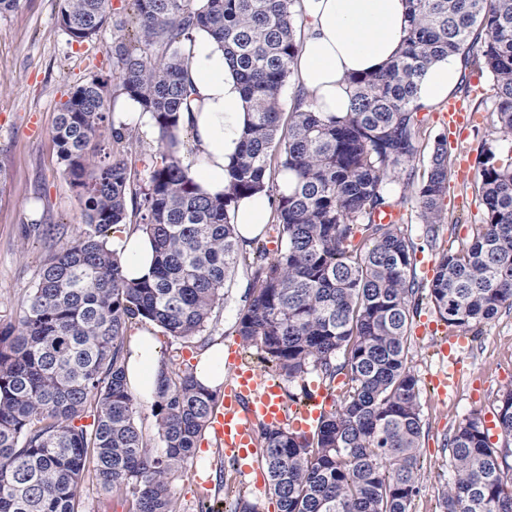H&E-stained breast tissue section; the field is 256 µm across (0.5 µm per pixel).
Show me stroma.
Wrapping results in <instances>:
<instances>
[{
  "instance_id": "stroma-1",
  "label": "stroma",
  "mask_w": 512,
  "mask_h": 512,
  "mask_svg": "<svg viewBox=\"0 0 512 512\" xmlns=\"http://www.w3.org/2000/svg\"><path fill=\"white\" fill-rule=\"evenodd\" d=\"M59 10L60 0H16L11 10L0 14V325L18 317L57 240L74 237L84 228L82 210L53 140L61 104L74 86L95 76L108 79L109 103L124 95L112 78L118 31L108 24L89 42H69L57 23ZM125 126L134 131V138L112 143L111 149L128 157L139 181H146L159 153L157 132L135 119ZM460 144L470 174H453L443 200L447 216L459 224L455 232H441L436 245L417 253L416 274L424 284L433 279L443 250L469 242L483 218L473 191L481 147L502 155L511 148L483 123L466 128ZM249 284V269L239 267L211 326L217 342H234V325ZM447 333L433 306L423 304L408 338V362L418 378L423 425L421 491L411 512H439L452 478L450 437L469 418H495L502 391L512 387V312H501L483 326L478 339L465 340L455 349L456 383L441 397L431 390L430 378L442 365L437 350ZM223 459L212 435H205L195 457L171 480L179 512H196L203 495L223 501L228 484L242 488L256 512H278L271 491L255 490L252 476L241 475L238 469H221Z\"/></svg>"
}]
</instances>
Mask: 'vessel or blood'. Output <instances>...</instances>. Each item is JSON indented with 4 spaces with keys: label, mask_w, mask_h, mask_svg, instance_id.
Masks as SVG:
<instances>
[{
    "label": "vessel or blood",
    "mask_w": 512,
    "mask_h": 512,
    "mask_svg": "<svg viewBox=\"0 0 512 512\" xmlns=\"http://www.w3.org/2000/svg\"><path fill=\"white\" fill-rule=\"evenodd\" d=\"M448 122V141L457 143L462 130L474 120L472 113L458 101H450L445 115ZM230 374L224 382V393L217 401L210 429L243 473H251V460L257 452L260 426H288L296 432H310L323 413L324 391L311 397L310 409L288 416L283 386L276 375H265L243 363L237 345H229Z\"/></svg>",
    "instance_id": "vessel-or-blood-1"
}]
</instances>
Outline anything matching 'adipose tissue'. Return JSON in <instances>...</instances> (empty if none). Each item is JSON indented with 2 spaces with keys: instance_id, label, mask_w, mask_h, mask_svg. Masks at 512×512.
<instances>
[{
  "instance_id": "1",
  "label": "adipose tissue",
  "mask_w": 512,
  "mask_h": 512,
  "mask_svg": "<svg viewBox=\"0 0 512 512\" xmlns=\"http://www.w3.org/2000/svg\"><path fill=\"white\" fill-rule=\"evenodd\" d=\"M303 22L300 49L292 62L304 102L322 117L345 115L351 107L349 76L382 70L401 50L407 27L406 0H297ZM189 58L190 108L182 112L192 129L200 162L193 171L204 191L223 193L249 119L241 86L217 41L201 29L184 44ZM459 57L431 64L418 84V102L433 107L457 89ZM272 202L261 192L240 199L232 221L242 240L253 239L269 223ZM109 249L124 261L127 279L151 278L154 247L149 235L116 225ZM130 391L138 401L153 403L158 385V343L152 331L139 332L126 358Z\"/></svg>"
}]
</instances>
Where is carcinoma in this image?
I'll use <instances>...</instances> for the list:
<instances>
[{"label":"carcinoma","mask_w":512,"mask_h":512,"mask_svg":"<svg viewBox=\"0 0 512 512\" xmlns=\"http://www.w3.org/2000/svg\"><path fill=\"white\" fill-rule=\"evenodd\" d=\"M109 2L63 0L57 22L69 42L97 35ZM294 2L127 0L114 19L117 30H135L115 48L120 85L158 135L159 161L135 192L137 227L151 234L157 256L150 280L127 281L107 248L134 182L124 156L106 148V131L125 138L108 129L107 81H85L61 104L53 138L85 229L48 255L18 321L0 328V512H81L87 476L125 497L130 512H177L171 479L195 455L218 394L194 370L160 361L152 412L163 451L152 453L126 385L124 336L147 322L184 341L202 335L241 264L251 284L236 336L263 369L296 383L288 401L309 398L311 366L330 384L344 376L338 408L311 435L260 429L279 512H410L422 435L418 379L407 363L411 322L427 301L448 328L475 339L512 310V156L482 148L484 220L469 244L442 256L426 287L415 275L417 243L375 217L393 207L384 186L401 182L414 189L426 242L447 219L446 136L435 138L419 183L403 178L426 135L417 80L435 61L458 55L464 71L489 75L495 102L484 120L512 143V0H408L401 53L379 72L351 77V111L326 120L298 105L285 124L281 93L300 46ZM197 29L220 43L251 110L220 196L203 193L184 162L193 148L180 127L188 62L179 45ZM284 170L294 186L276 192ZM259 191L273 195V255L260 234L243 246L231 224L237 200ZM86 416L91 424H77ZM497 426L512 437L511 388ZM450 447L441 512H512V473L503 468L512 450L494 447L477 418L459 425ZM224 499L228 508L203 500L198 512H255L239 490L225 488Z\"/></svg>","instance_id":"obj_1"}]
</instances>
